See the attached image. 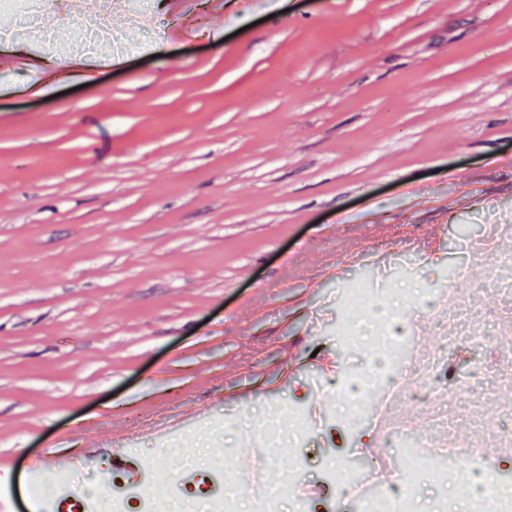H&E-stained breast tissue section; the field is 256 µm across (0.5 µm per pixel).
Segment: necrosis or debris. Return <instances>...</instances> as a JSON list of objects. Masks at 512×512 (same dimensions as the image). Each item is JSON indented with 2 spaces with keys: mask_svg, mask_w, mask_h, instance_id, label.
<instances>
[{
  "mask_svg": "<svg viewBox=\"0 0 512 512\" xmlns=\"http://www.w3.org/2000/svg\"><path fill=\"white\" fill-rule=\"evenodd\" d=\"M29 6L14 25L13 37H22L29 42L46 47L54 43L60 30L45 25L46 12H56L61 21L69 15L61 0H28ZM120 14L123 26L135 24V12L125 9L121 0H115L112 8L85 16L82 33L71 42V52L80 56H98L101 46H108L110 54L119 55L128 49L126 42L112 35L113 14ZM466 262L457 266L452 281L468 279L475 262L493 261L496 274L495 290L499 297L497 311L485 313L475 319L471 304L462 301L451 288L428 301V317L440 328L439 339L425 351L414 348V329H407L404 339L394 336H378L375 346L394 372L393 377L380 381L378 390H363L356 394H345L355 415L369 427L383 426V434L389 449L377 455L360 474L352 479L343 492L344 512H410L415 488L424 475H432L436 481H444L445 471L440 470L439 456L431 449L436 441L453 438L452 424L448 419V406L465 394L478 395L484 399L498 401L501 393L500 376L475 370L462 377L448 369V353L463 347L480 351L488 342H495L499 365H512V340L501 339L500 319L512 313V241L506 238L486 237L485 244L478 249H466ZM422 373L427 381L413 388L399 381V374ZM422 411L430 418V432L417 437L403 421L401 411ZM404 449L403 459H395L394 449ZM395 464V478L387 491L374 488L372 482L379 469ZM241 489L256 500L258 512H279L283 499L295 501L296 512H306V499L300 492V480L293 477L275 484L254 487L249 475H241ZM33 496L45 512H126L127 499L121 492H113L107 499H99L76 487L69 474L48 475L33 485Z\"/></svg>",
  "mask_w": 512,
  "mask_h": 512,
  "instance_id": "necrosis-or-debris-1",
  "label": "necrosis or debris"
}]
</instances>
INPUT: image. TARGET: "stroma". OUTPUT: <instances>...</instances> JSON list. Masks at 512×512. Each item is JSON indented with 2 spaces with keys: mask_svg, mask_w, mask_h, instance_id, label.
<instances>
[{
  "mask_svg": "<svg viewBox=\"0 0 512 512\" xmlns=\"http://www.w3.org/2000/svg\"><path fill=\"white\" fill-rule=\"evenodd\" d=\"M104 60L0 43V495L29 464L204 468L270 410L318 416L271 482L354 473L367 426L333 389L378 376L343 323L419 320L456 240L512 224V0H149ZM371 290L348 306L350 284ZM335 367L315 369L313 352ZM204 409L165 435L147 418ZM455 435L512 454L496 404ZM97 448L94 458L85 451ZM423 482L415 512L476 491Z\"/></svg>",
  "mask_w": 512,
  "mask_h": 512,
  "instance_id": "obj_1",
  "label": "stroma"
}]
</instances>
